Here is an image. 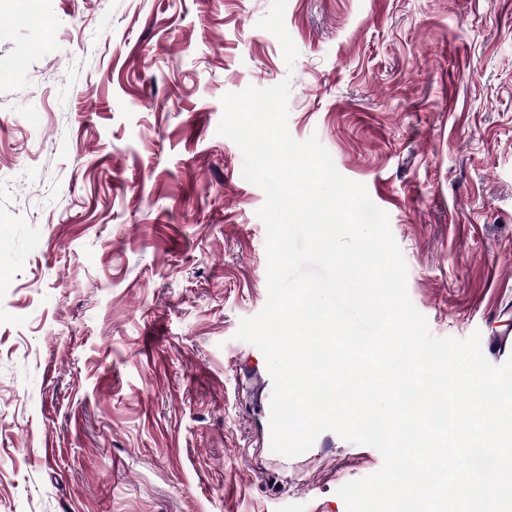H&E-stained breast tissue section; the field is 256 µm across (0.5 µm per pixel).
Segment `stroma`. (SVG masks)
Instances as JSON below:
<instances>
[{"mask_svg":"<svg viewBox=\"0 0 512 512\" xmlns=\"http://www.w3.org/2000/svg\"><path fill=\"white\" fill-rule=\"evenodd\" d=\"M0 0V512H347L271 454L265 196L221 98L289 81L438 338L512 319V0Z\"/></svg>","mask_w":512,"mask_h":512,"instance_id":"35a3bbf8","label":"stroma"}]
</instances>
